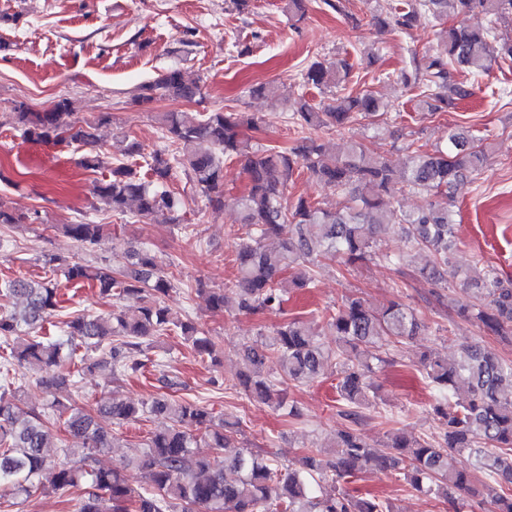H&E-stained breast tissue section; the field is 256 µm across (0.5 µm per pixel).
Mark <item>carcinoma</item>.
I'll return each mask as SVG.
<instances>
[{
	"label": "carcinoma",
	"instance_id": "carcinoma-1",
	"mask_svg": "<svg viewBox=\"0 0 512 512\" xmlns=\"http://www.w3.org/2000/svg\"><path fill=\"white\" fill-rule=\"evenodd\" d=\"M505 13L512 14V0H403L401 7L375 14L373 20L383 28L407 31L422 15L454 17L437 48L423 56L424 104L430 112H447L471 95L457 81L458 74L486 71L499 61L512 64V39H498L493 24V17ZM352 71L345 59L315 60L301 74V86L336 87L349 82ZM158 91L187 102L201 95L198 82L171 69L136 87L132 101L148 103ZM380 108L370 90L350 91L327 104L312 103L302 93L294 99L291 119L302 130L342 128L357 117L377 116ZM72 115L66 98L43 112H32L22 102L15 105L24 138L79 143L86 147L81 166L96 170L102 160L94 126L82 125ZM161 120L166 138L180 150L147 154L140 141L126 137L120 154L128 162L111 167L95 190L118 215L150 219L167 214L177 224L179 200L166 189L170 180L182 175L209 206L222 210L224 162L246 158L247 184L234 202L244 230L235 252L236 276L209 294L212 309L233 308L249 315L279 311L289 289L315 287L310 265L322 259L346 267L374 259L393 262L400 254L384 245L380 234L385 226L397 224L409 249L431 257L418 267L422 277L441 282L450 273L464 293L480 301L478 306L457 303L458 314L467 316L473 310L484 330L512 336V281L476 263L448 269L458 245L450 201L459 184L479 175L488 157L487 146L476 143L468 131L452 128L445 145L408 152L397 171L357 141L333 151L302 136L287 151H251L241 129L256 125V120L242 112H202L194 119L165 112ZM138 159L147 166L143 175L131 165ZM301 167L333 186L340 201L321 203L300 196L284 202L288 183ZM406 191L425 193L426 204L412 211L394 206L392 199ZM39 220L36 210L17 214L0 204V227ZM61 229L82 246H97L107 236L105 224L79 222ZM269 239L275 247L265 245ZM129 258L130 267L122 272L83 261L45 260L48 265L59 262L67 281L96 288L113 304L104 316L69 313L62 338L39 335L47 318L61 309L56 283L47 277L0 281V497L30 498L49 487L77 495L76 512H393L389 502L376 497L313 493L322 483L372 470L395 472L452 507L456 495L463 493L490 502L494 512H512V360L479 345L467 347L455 362L431 354L422 359L423 377L441 394L433 406L442 425L438 438L421 442L397 433L391 443L377 448L357 430L346 428L337 436L341 453L336 458L324 463L317 459L321 449L311 448L297 468L244 449L219 459L221 450L231 447L239 424L224 422L197 401L161 395L136 405L112 397L89 410L58 400L41 409H22L19 390L28 386L27 370L55 365L60 385L73 382L71 367L78 364L87 370L109 364L117 379L135 376L145 367L142 341L173 333L198 357H213L211 337L191 322L171 319L162 297L173 288L172 278L157 256L149 249H132ZM327 326L336 336L333 346L321 342L314 328L299 318L260 335L244 346L242 359L250 369L237 374L233 387L280 409L284 402L278 386L309 383L337 365L339 401L352 406L346 416L356 420V408L369 401L380 349L419 335L422 322L400 302L370 309L361 299L348 298L329 314ZM90 351L98 357H89ZM268 357L277 360L280 378L260 373ZM158 416L169 425L149 434L141 454L122 469L98 466L96 453L112 446V429ZM68 436L82 440L80 453L65 447ZM56 443L64 455L59 461L46 453ZM464 451L475 456L476 468L492 482L481 483L473 471L454 465V454ZM127 468L143 474L148 484L132 486ZM229 471L234 477H227Z\"/></svg>",
	"mask_w": 512,
	"mask_h": 512
}]
</instances>
